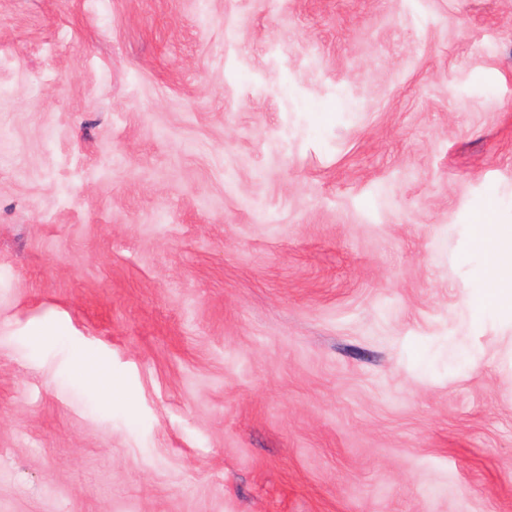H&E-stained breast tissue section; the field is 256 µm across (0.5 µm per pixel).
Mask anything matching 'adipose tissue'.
Returning <instances> with one entry per match:
<instances>
[{
    "label": "adipose tissue",
    "mask_w": 512,
    "mask_h": 512,
    "mask_svg": "<svg viewBox=\"0 0 512 512\" xmlns=\"http://www.w3.org/2000/svg\"><path fill=\"white\" fill-rule=\"evenodd\" d=\"M474 238L485 248L491 265L483 284L486 296L500 304L512 301V291L505 289L512 281V235L499 225L480 223L474 227Z\"/></svg>",
    "instance_id": "adipose-tissue-1"
}]
</instances>
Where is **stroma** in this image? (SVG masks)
Segmentation results:
<instances>
[{"label":"stroma","mask_w":512,"mask_h":512,"mask_svg":"<svg viewBox=\"0 0 512 512\" xmlns=\"http://www.w3.org/2000/svg\"><path fill=\"white\" fill-rule=\"evenodd\" d=\"M480 218L512 0H0V512H512Z\"/></svg>","instance_id":"35a3bbf8"}]
</instances>
